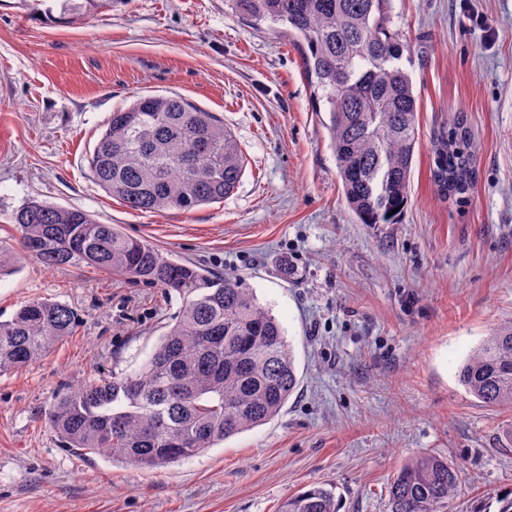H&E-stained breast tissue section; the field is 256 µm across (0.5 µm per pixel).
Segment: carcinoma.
<instances>
[{"instance_id": "cac0c4a2", "label": "carcinoma", "mask_w": 512, "mask_h": 512, "mask_svg": "<svg viewBox=\"0 0 512 512\" xmlns=\"http://www.w3.org/2000/svg\"><path fill=\"white\" fill-rule=\"evenodd\" d=\"M55 20L110 10L118 0H56ZM391 0H224L299 50L314 110L329 113L330 145L349 209L362 224H397L411 189L418 96L402 60ZM470 129L458 116L433 141L431 180L442 197L474 180ZM96 184L126 207L189 212L231 193L243 152L224 120L179 96L147 95L112 112L90 153ZM17 244L0 241V276L17 252L47 267L89 266L156 284L183 298L173 326L135 373L93 379L60 397L46 423L64 447L144 469L193 457L277 417L298 385L285 331L236 275L168 259L145 239L82 209L31 200L14 214ZM68 305L36 298L0 320V374L21 371L70 335ZM458 381L482 403L512 410V321L463 362ZM461 472L420 453L390 483L387 512H448ZM279 512H336L322 486Z\"/></svg>"}]
</instances>
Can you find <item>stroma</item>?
<instances>
[{
    "label": "stroma",
    "mask_w": 512,
    "mask_h": 512,
    "mask_svg": "<svg viewBox=\"0 0 512 512\" xmlns=\"http://www.w3.org/2000/svg\"><path fill=\"white\" fill-rule=\"evenodd\" d=\"M392 0L420 94L411 192L398 224L348 210L326 124L294 44L224 0H127L58 26L53 0H0V240L37 198L121 225L170 259L236 274L290 341L300 384L274 420L158 469L76 455L44 415L72 387L137 371L178 314V294L91 267L20 259L0 277V320L32 298L68 304L71 336L0 375V512H277L324 486L338 512H386L408 458L462 471L450 512L512 493V411L459 383L463 361L512 320V0ZM218 114L244 173L223 201L141 212L87 161L113 111L137 96ZM471 130L464 201L430 180L435 133Z\"/></svg>",
    "instance_id": "35a3bbf8"
}]
</instances>
